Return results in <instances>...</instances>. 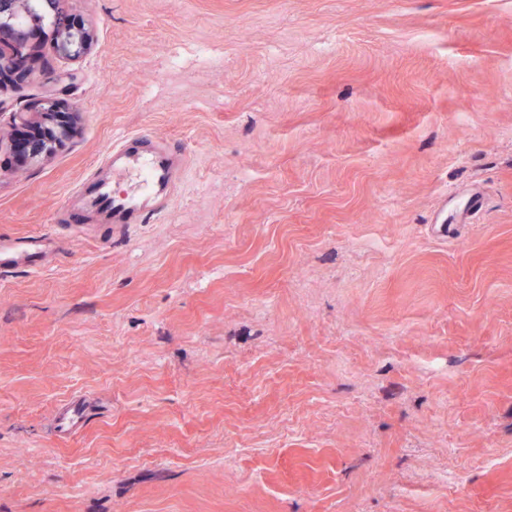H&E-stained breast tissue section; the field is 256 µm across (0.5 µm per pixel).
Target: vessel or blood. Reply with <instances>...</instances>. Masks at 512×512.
Segmentation results:
<instances>
[{
    "label": "vessel or blood",
    "mask_w": 512,
    "mask_h": 512,
    "mask_svg": "<svg viewBox=\"0 0 512 512\" xmlns=\"http://www.w3.org/2000/svg\"><path fill=\"white\" fill-rule=\"evenodd\" d=\"M143 137H124L112 147V183L96 187L91 208L115 224H138L162 211L174 184L178 163L163 149L144 147Z\"/></svg>",
    "instance_id": "1"
}]
</instances>
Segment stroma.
<instances>
[{
  "instance_id": "35a3bbf8",
  "label": "stroma",
  "mask_w": 512,
  "mask_h": 512,
  "mask_svg": "<svg viewBox=\"0 0 512 512\" xmlns=\"http://www.w3.org/2000/svg\"><path fill=\"white\" fill-rule=\"evenodd\" d=\"M65 9L0 86V512H512V0ZM135 135L185 175L115 227ZM58 11H56L54 15V20L56 23V28L59 33L58 37V49L61 53L66 55H71L72 57H75L76 55H79L88 44V35L85 36L83 39H74L70 36L71 33H73V28H84L81 26H76L73 23L66 21V14L61 8H57ZM57 94H59V92L32 99L26 105V112L16 113L35 114L43 119L45 123H50L59 127L61 129V134L65 135L68 132L70 133L71 129H69V126L65 123V117L63 115V113L66 112L65 105L62 99L56 96Z\"/></svg>"
}]
</instances>
